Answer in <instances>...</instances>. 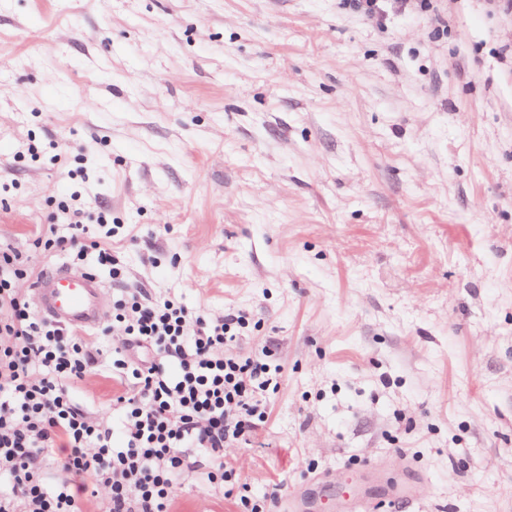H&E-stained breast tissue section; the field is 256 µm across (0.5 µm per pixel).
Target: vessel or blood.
<instances>
[{"mask_svg": "<svg viewBox=\"0 0 512 512\" xmlns=\"http://www.w3.org/2000/svg\"><path fill=\"white\" fill-rule=\"evenodd\" d=\"M32 291L38 312L61 326L94 328L105 318V286L90 271L60 264L44 271Z\"/></svg>", "mask_w": 512, "mask_h": 512, "instance_id": "b4317fda", "label": "vessel or blood"}]
</instances>
